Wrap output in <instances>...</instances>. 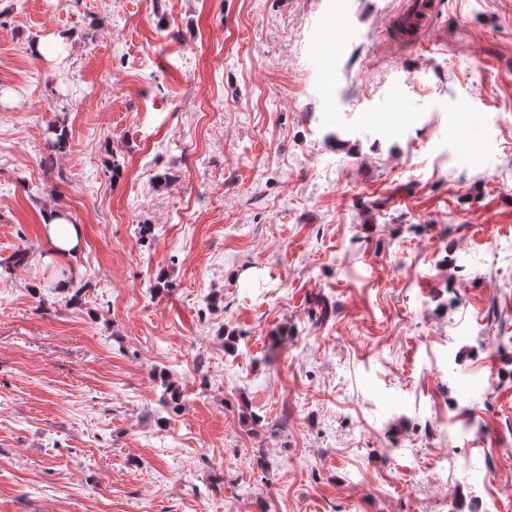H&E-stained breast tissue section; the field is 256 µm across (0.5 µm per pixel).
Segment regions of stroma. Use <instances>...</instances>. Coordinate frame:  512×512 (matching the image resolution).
<instances>
[{"instance_id": "1", "label": "stroma", "mask_w": 512, "mask_h": 512, "mask_svg": "<svg viewBox=\"0 0 512 512\" xmlns=\"http://www.w3.org/2000/svg\"><path fill=\"white\" fill-rule=\"evenodd\" d=\"M401 2L0 0V512H512V0ZM440 0H405L402 13L393 21L398 40L414 45L421 30L441 12ZM43 223L51 228V235L56 247L60 250H70L77 241L76 231L70 224H66L55 212L44 214Z\"/></svg>"}]
</instances>
